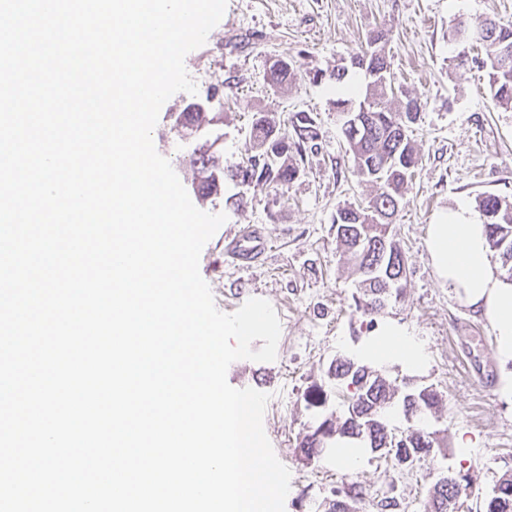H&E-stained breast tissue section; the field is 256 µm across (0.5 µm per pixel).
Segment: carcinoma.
<instances>
[{
    "mask_svg": "<svg viewBox=\"0 0 512 512\" xmlns=\"http://www.w3.org/2000/svg\"><path fill=\"white\" fill-rule=\"evenodd\" d=\"M485 33L466 44L479 46L489 61L488 86L493 101L503 112H512V24L488 17L472 27ZM386 33L369 34L365 46L350 57V66H340L330 74L344 82L349 69H358L369 77L364 96L358 102L336 99V111L345 115L342 134L353 156L354 173L376 187L365 205H347L337 209L336 241L341 257L356 277L362 298L355 302L356 311L365 317L381 314L386 306V285L398 275L408 258L396 238L393 223L403 204L409 184L420 164L414 146L413 125L421 110V101L402 93L403 99L392 101L394 94L386 52ZM291 72L288 60L275 58L265 71L266 84L286 91ZM183 132L214 129L221 121L219 112H197L184 107L177 113ZM296 140L277 131L276 124L261 115L252 125L245 159L230 174V179L245 188L259 185L284 187L301 174L292 153L314 139L311 118L303 112L293 122ZM190 165L194 171L192 190L199 201L224 190V170L220 167L217 140L203 139L193 151ZM478 212L486 224L489 250L499 256L507 280L512 282V202L495 194L478 199ZM391 240L395 254L383 252V240ZM328 378L347 390L342 413L323 417L299 443V452L308 459L320 448L339 444H356L376 458L403 456L419 463L439 451L442 444L427 430V419L442 405L441 393L433 386L400 385L389 380L381 369H374L356 359L341 355L328 366ZM401 409L405 420L419 416L415 428L404 430L392 426L390 413ZM464 476L447 474L444 484L434 482L426 494V512H457L456 506L466 490ZM365 494L358 492L346 499L332 500L325 512H365L361 507ZM481 512H512V472L503 473L484 498Z\"/></svg>",
    "mask_w": 512,
    "mask_h": 512,
    "instance_id": "obj_1",
    "label": "carcinoma"
}]
</instances>
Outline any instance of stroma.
<instances>
[{"label": "stroma", "instance_id": "stroma-1", "mask_svg": "<svg viewBox=\"0 0 512 512\" xmlns=\"http://www.w3.org/2000/svg\"><path fill=\"white\" fill-rule=\"evenodd\" d=\"M489 16L512 22V0H228L206 43L185 57L199 96L213 93L222 102L225 169L242 162L256 113L268 114L289 134L292 117L301 111L316 131L302 152L304 173L289 189L244 192L228 179L223 197L202 206L226 214L224 230L253 228L269 243L262 260L243 269L224 260L218 240L210 239L199 271L221 312L263 298L280 319L276 359L236 361L227 380L269 396L264 430L291 472L285 512H317L320 503L357 487L396 497L398 512H422L427 487L448 470L471 481L460 512H479L498 477L512 472V400L499 392L501 369L490 324L440 283L425 249L437 213L460 201L476 205L487 193L512 201V112L495 106L476 51L459 63L460 47L448 39L457 20L474 25ZM374 30L388 34L385 51L395 85L420 97L423 107L414 125L422 164L395 226L408 256L407 287L371 322L355 310L358 292L340 259L333 218L339 206L368 201L374 189L352 172L330 74ZM275 56L287 58L296 74L285 93L264 81ZM317 71L324 74L318 82L312 79ZM189 99L188 93L174 94L152 134L156 150L185 186L196 142L171 130L169 115ZM240 192L246 195L242 205L234 201ZM389 321L406 327L427 354L418 370L395 361L387 373L442 393L443 407L429 422L445 443L442 453L410 471L368 453L352 470L331 452L303 461L299 442L317 419L340 413L347 394L328 379L330 361L339 353L357 355ZM317 388L325 401L315 406L309 395ZM462 432L474 442L464 457L455 447Z\"/></svg>", "mask_w": 512, "mask_h": 512}]
</instances>
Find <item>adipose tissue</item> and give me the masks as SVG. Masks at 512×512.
<instances>
[{
  "label": "adipose tissue",
  "mask_w": 512,
  "mask_h": 512,
  "mask_svg": "<svg viewBox=\"0 0 512 512\" xmlns=\"http://www.w3.org/2000/svg\"><path fill=\"white\" fill-rule=\"evenodd\" d=\"M426 250L439 280L491 325L501 370L512 374V282L502 278L486 244L485 228L464 201L437 214ZM426 359L407 329L388 323L366 343L362 363L376 368L399 360L415 367Z\"/></svg>",
  "instance_id": "1"
}]
</instances>
